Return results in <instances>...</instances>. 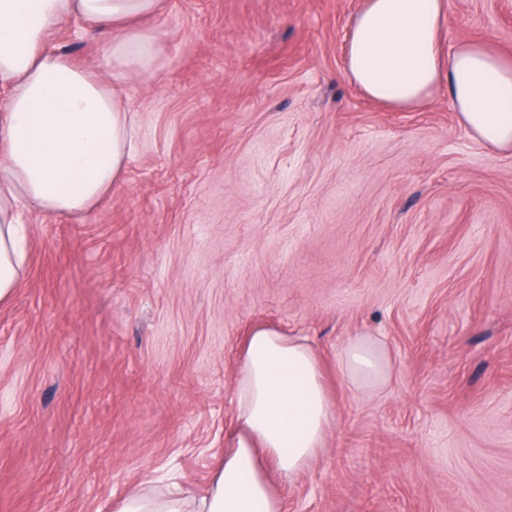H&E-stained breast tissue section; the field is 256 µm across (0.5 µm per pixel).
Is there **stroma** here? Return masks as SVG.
<instances>
[{"label": "stroma", "mask_w": 512, "mask_h": 512, "mask_svg": "<svg viewBox=\"0 0 512 512\" xmlns=\"http://www.w3.org/2000/svg\"><path fill=\"white\" fill-rule=\"evenodd\" d=\"M362 0H162L124 102L137 146L80 218L27 215L0 303V512L203 492L259 326L319 355L336 415L284 512H512V150L447 93L407 111L345 71ZM55 33L74 60L106 36ZM512 58V0H450L442 45ZM358 335L391 366L357 387ZM363 336L351 339L338 356L339 367L352 384L377 382L389 368V361L379 343Z\"/></svg>", "instance_id": "35a3bbf8"}]
</instances>
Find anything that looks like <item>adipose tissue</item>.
<instances>
[{"mask_svg": "<svg viewBox=\"0 0 512 512\" xmlns=\"http://www.w3.org/2000/svg\"><path fill=\"white\" fill-rule=\"evenodd\" d=\"M159 0H0V302L23 277L19 210L78 215L111 195L136 148L122 103L130 70L157 57L138 26ZM447 0H365L346 69L369 98L413 110L440 89L477 140L512 148V60L463 41L444 49ZM75 16L113 28L100 59L81 64L48 50L54 27ZM349 382H376L389 361L379 345L351 339L338 356ZM235 425L208 493L141 488L116 512H281L279 487L305 472L324 446L334 407L309 345L268 327L247 338L238 361Z\"/></svg>", "mask_w": 512, "mask_h": 512, "instance_id": "ef3b65f1", "label": "adipose tissue"}]
</instances>
